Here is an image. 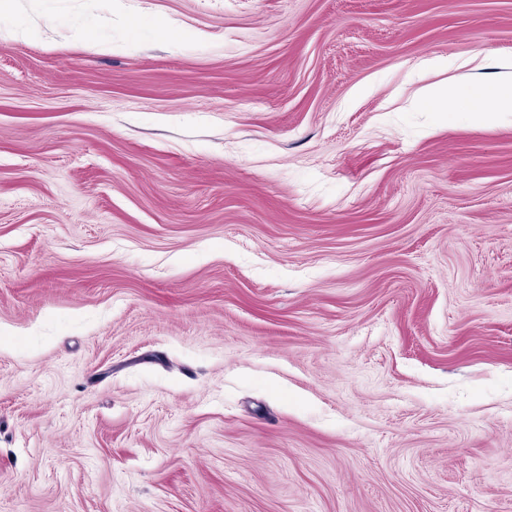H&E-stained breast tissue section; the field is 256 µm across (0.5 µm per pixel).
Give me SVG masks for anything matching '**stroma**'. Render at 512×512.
Listing matches in <instances>:
<instances>
[{"mask_svg":"<svg viewBox=\"0 0 512 512\" xmlns=\"http://www.w3.org/2000/svg\"><path fill=\"white\" fill-rule=\"evenodd\" d=\"M11 0L0 512H512V121L415 64L512 0Z\"/></svg>","mask_w":512,"mask_h":512,"instance_id":"stroma-1","label":"stroma"}]
</instances>
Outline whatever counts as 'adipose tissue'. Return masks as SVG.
<instances>
[{"label": "adipose tissue", "instance_id": "1", "mask_svg": "<svg viewBox=\"0 0 512 512\" xmlns=\"http://www.w3.org/2000/svg\"><path fill=\"white\" fill-rule=\"evenodd\" d=\"M446 65L490 69L495 77L491 80L469 79L447 85L422 86L415 100L416 105L439 112L446 103L451 102L456 111L466 113L469 121L478 125L512 119V53L482 50L459 58L426 57L418 62L415 73L421 76Z\"/></svg>", "mask_w": 512, "mask_h": 512}]
</instances>
